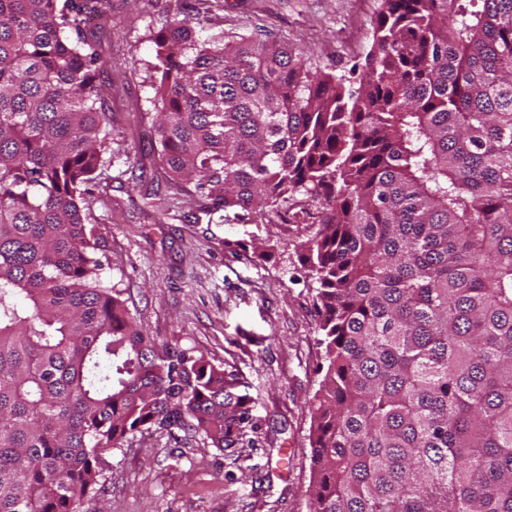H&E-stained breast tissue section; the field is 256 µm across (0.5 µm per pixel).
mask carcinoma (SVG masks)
<instances>
[{
    "mask_svg": "<svg viewBox=\"0 0 512 512\" xmlns=\"http://www.w3.org/2000/svg\"><path fill=\"white\" fill-rule=\"evenodd\" d=\"M100 2L0 0V512H77L138 432L222 450L251 419L100 278ZM152 42L159 156L204 212L318 209L312 512H512V0H383L356 87L199 16Z\"/></svg>",
    "mask_w": 512,
    "mask_h": 512,
    "instance_id": "obj_1",
    "label": "carcinoma"
}]
</instances>
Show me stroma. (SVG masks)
I'll return each instance as SVG.
<instances>
[{
  "instance_id": "obj_1",
  "label": "stroma",
  "mask_w": 512,
  "mask_h": 512,
  "mask_svg": "<svg viewBox=\"0 0 512 512\" xmlns=\"http://www.w3.org/2000/svg\"><path fill=\"white\" fill-rule=\"evenodd\" d=\"M382 0H101L95 33L111 70L112 140L87 221L103 238L101 277L121 289L144 333L231 367L252 399L254 430L217 450L181 431L134 436L83 512H310L311 413L322 351L314 283L300 244L316 226L206 214L193 182L164 169L149 132L147 63L167 14L206 13L225 34L260 32L306 52L312 67L349 74L373 43ZM264 243L273 257L232 255L225 240Z\"/></svg>"
}]
</instances>
